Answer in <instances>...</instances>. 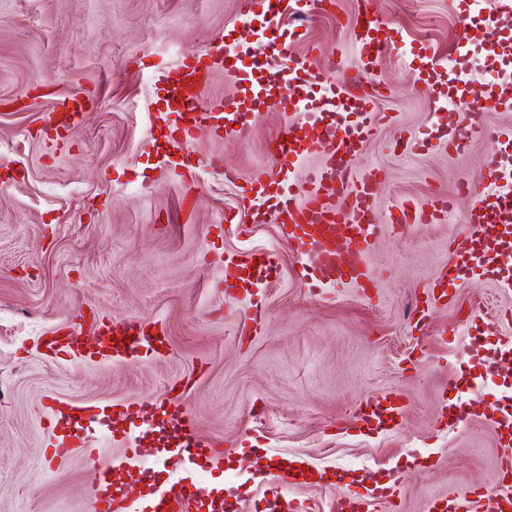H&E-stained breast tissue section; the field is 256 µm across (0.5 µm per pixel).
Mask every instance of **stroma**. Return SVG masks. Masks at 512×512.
Instances as JSON below:
<instances>
[{
    "label": "stroma",
    "mask_w": 512,
    "mask_h": 512,
    "mask_svg": "<svg viewBox=\"0 0 512 512\" xmlns=\"http://www.w3.org/2000/svg\"><path fill=\"white\" fill-rule=\"evenodd\" d=\"M335 2L320 13L293 0L263 33L239 0H0V175L10 180L0 190V512H90L81 452L44 453L50 405L118 413L183 379L199 438L223 445L225 496L249 510L290 456L322 476L295 491L312 512H326L349 469L400 475V498L377 512H425L432 498L502 481L487 417L512 413V380L483 361L512 343V323L475 309H512V289L471 275L452 303L434 306L425 335L409 315L456 261L471 208L458 184L492 153L482 138L460 154L446 145L450 129L469 125V88L450 67L478 72L487 91L501 80L484 62L490 35L512 29V0H476L463 19L459 0H374L388 25L373 70L387 118L352 165L380 172L385 229L367 257L374 297L352 283L310 290L278 225L253 218L249 182L272 167L267 143L295 115L263 106L241 135L197 130L180 175L157 159L160 70L219 36L254 82L288 95L276 74L284 45L319 64L354 63L359 0ZM432 64L448 68L443 82L424 81ZM77 90L92 95L83 118L45 135L43 113ZM436 193L454 198L450 221L388 230L404 202ZM229 215L246 234L225 233ZM250 248L273 251L279 269L257 332L241 344L245 305L224 296V254ZM98 318L156 322L167 345L135 363L43 357L46 336L79 322L92 339ZM392 389L409 405L400 428L375 434L352 421L361 401ZM449 402L471 403L469 428L443 422ZM339 417L348 433L329 428Z\"/></svg>",
    "instance_id": "35a3bbf8"
}]
</instances>
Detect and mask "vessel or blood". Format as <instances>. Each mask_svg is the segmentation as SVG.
<instances>
[{"mask_svg": "<svg viewBox=\"0 0 512 512\" xmlns=\"http://www.w3.org/2000/svg\"><path fill=\"white\" fill-rule=\"evenodd\" d=\"M359 59L346 66L339 60L316 65L308 56L290 48L281 51V67L292 91L288 97L273 102L276 111L301 112L305 120L289 125L273 140L277 171L257 174L249 182L256 197L275 199V219L290 251L301 266V275L310 288H324L345 282L368 290L376 281L366 264L373 243L382 230L376 220L375 183L377 171L354 176L347 157L358 151L378 125L376 89L370 80L374 59L385 52L382 37L384 22L371 10H364L358 20ZM493 62L500 71L512 72V35L499 37L492 45ZM220 44L187 50L183 63L176 69L160 72L164 109L160 120L168 121L167 142L176 150H184L199 128L212 135H232L240 120L245 98H211L199 100L196 91L206 81L213 67L223 65ZM87 100L84 92L61 95L46 113V125L52 129L67 127L80 120ZM486 112H512V82L493 88L477 110L470 113L466 131L448 134L449 150L464 151L471 137L491 139L496 147L486 172L490 178L512 173V133L490 131L481 116ZM336 119L335 137H326L323 123ZM319 162L307 172L309 190L303 200L293 193V175L297 164L306 157ZM460 193L472 199L468 226L464 235L457 277L474 272L492 274L496 280L512 288V186L498 194L485 193L480 179L461 182ZM452 208L451 202L436 198L426 203L407 204L392 220L395 230L412 224H437ZM274 253L262 250L235 251L224 255V286L230 297L246 294L251 303L247 309V325L239 327V340L250 335L249 323L262 314L259 296L268 278L276 274ZM81 327H70L67 335L50 337L46 349L51 357L72 359L83 357L99 363L136 362L158 353L163 336L152 333L142 321L113 320L99 327L93 345H86ZM408 405L401 393L392 390L362 401L354 410L362 421L382 430L395 425L406 415ZM47 426L53 444L51 456L65 457L72 449L83 452L85 465L92 477L91 512H222L224 490L215 486L214 461L223 459L218 443L199 439L193 419L178 400L168 404L145 400L128 412L130 424H151L159 448L158 465L153 470L141 469L138 445L124 450L123 461L102 464L97 448L90 442L95 428H109L107 410L83 417L78 407L51 408ZM500 438L509 441L501 456L500 468L512 474V416L492 418ZM140 478L146 488L139 500L119 496L115 482L119 477ZM305 470L285 468L279 475L281 486L299 487L307 482ZM273 491L270 502L278 512H305L299 499H289L281 491ZM397 480L375 483L366 491H353L333 496L329 512H374L378 502L397 498ZM426 512H512V484L502 482L491 487H471L459 495L432 500Z\"/></svg>", "mask_w": 512, "mask_h": 512, "instance_id": "obj_1", "label": "vessel or blood"}]
</instances>
